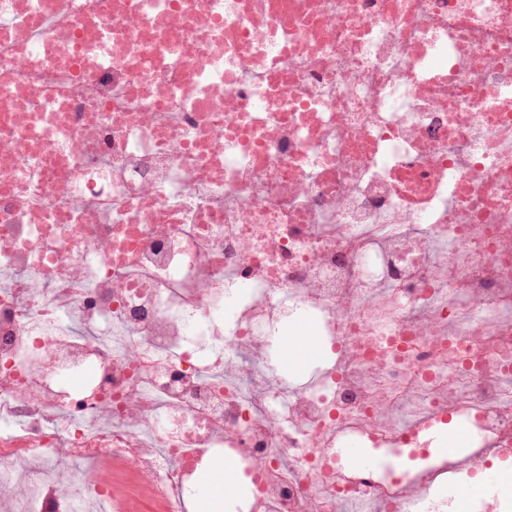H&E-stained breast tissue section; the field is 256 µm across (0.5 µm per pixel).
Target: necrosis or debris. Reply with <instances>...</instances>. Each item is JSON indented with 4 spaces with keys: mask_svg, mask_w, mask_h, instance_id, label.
I'll return each instance as SVG.
<instances>
[{
    "mask_svg": "<svg viewBox=\"0 0 512 512\" xmlns=\"http://www.w3.org/2000/svg\"><path fill=\"white\" fill-rule=\"evenodd\" d=\"M507 452L512 0H0L8 512H186L224 454L233 512H415ZM317 345L313 341V336H308L303 331L295 332L289 336H286L280 342L281 356L283 359L290 360V358H304L311 351L316 349ZM336 455L350 467L359 470L374 471L384 464L379 452L357 441H349L343 448H337Z\"/></svg>",
    "mask_w": 512,
    "mask_h": 512,
    "instance_id": "4bbe7bcc",
    "label": "necrosis or debris"
}]
</instances>
